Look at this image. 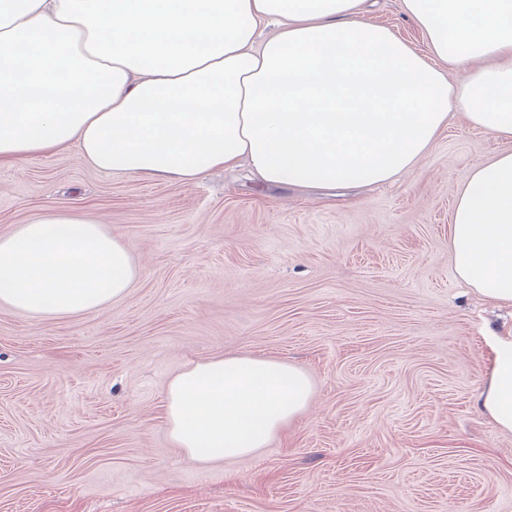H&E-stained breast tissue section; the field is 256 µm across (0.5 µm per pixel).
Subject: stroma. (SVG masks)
Here are the masks:
<instances>
[{"label": "stroma", "instance_id": "35a3bbf8", "mask_svg": "<svg viewBox=\"0 0 512 512\" xmlns=\"http://www.w3.org/2000/svg\"><path fill=\"white\" fill-rule=\"evenodd\" d=\"M367 18L427 54L401 0ZM506 147L456 118L410 173L332 191L133 178L74 145L0 166V235L101 216L139 269L90 312L0 305V512H512V434L477 406L512 307L449 246L460 186ZM223 355L297 365L311 397L255 454L193 463L167 385Z\"/></svg>", "mask_w": 512, "mask_h": 512}]
</instances>
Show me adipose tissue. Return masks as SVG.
<instances>
[{"label": "adipose tissue", "mask_w": 512, "mask_h": 512, "mask_svg": "<svg viewBox=\"0 0 512 512\" xmlns=\"http://www.w3.org/2000/svg\"><path fill=\"white\" fill-rule=\"evenodd\" d=\"M368 0H0V163L77 144L97 170L194 182L247 161L273 185H372L412 171L450 114L512 142V0H402L421 55ZM274 32L260 38V27ZM463 71L450 84L437 62ZM456 276L512 302V149L473 168L451 216ZM133 256L101 220L40 216L0 236V303L69 316L123 298ZM483 410L512 433V335ZM307 373L217 357L170 381L168 434L207 464L256 453L310 398Z\"/></svg>", "instance_id": "adipose-tissue-1"}]
</instances>
